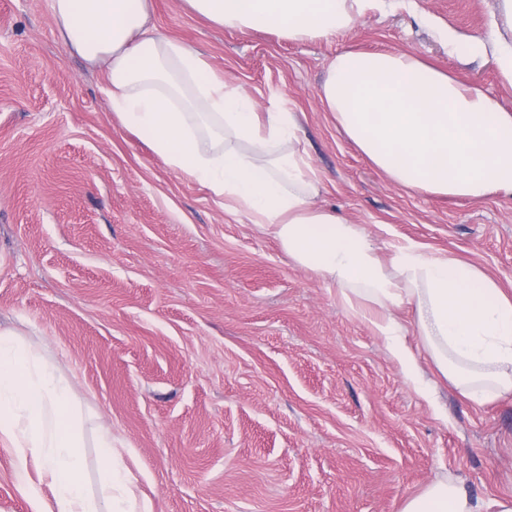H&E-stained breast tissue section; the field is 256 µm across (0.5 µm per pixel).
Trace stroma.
<instances>
[{
  "mask_svg": "<svg viewBox=\"0 0 512 512\" xmlns=\"http://www.w3.org/2000/svg\"><path fill=\"white\" fill-rule=\"evenodd\" d=\"M316 42L228 30L154 0L160 35L201 51L259 111L299 116L317 206L391 246L474 264L512 293V195L441 197L390 182L346 139L317 89L345 50L408 51L512 109L491 58L449 54L427 16L482 35L495 0H417ZM48 0H0V325L39 344L74 390L85 477L99 427L152 512H401L438 480L512 498V396L478 407L435 369L414 311L395 314L418 394L336 285L295 266L271 230L224 212L127 131ZM0 443V512H34Z\"/></svg>",
  "mask_w": 512,
  "mask_h": 512,
  "instance_id": "35a3bbf8",
  "label": "stroma"
}]
</instances>
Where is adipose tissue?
Here are the masks:
<instances>
[{"mask_svg":"<svg viewBox=\"0 0 512 512\" xmlns=\"http://www.w3.org/2000/svg\"><path fill=\"white\" fill-rule=\"evenodd\" d=\"M57 34L92 66H106L104 93L122 126L146 136L174 172L271 228L298 267L336 284L354 316L377 306L373 326L406 379L417 359L401 339L395 307L415 311L418 334L443 377L473 404L512 393V297L476 265L398 246L383 262L367 228L314 204L319 181L297 136L295 113L259 116L251 96L219 78L193 46L153 35V0H48ZM219 28L267 30L318 40L367 15L415 0H185ZM453 53L489 56L512 86V0H496L486 35L435 23ZM325 111L392 183L431 195L481 200L512 193V110L410 52L345 51L317 90ZM287 151H280V144ZM0 441L17 467L36 464L49 496L36 512H151L100 430L98 494L84 479L82 417L55 363L20 332L0 326ZM458 483L439 480L401 512H483Z\"/></svg>","mask_w":512,"mask_h":512,"instance_id":"obj_1","label":"adipose tissue"}]
</instances>
